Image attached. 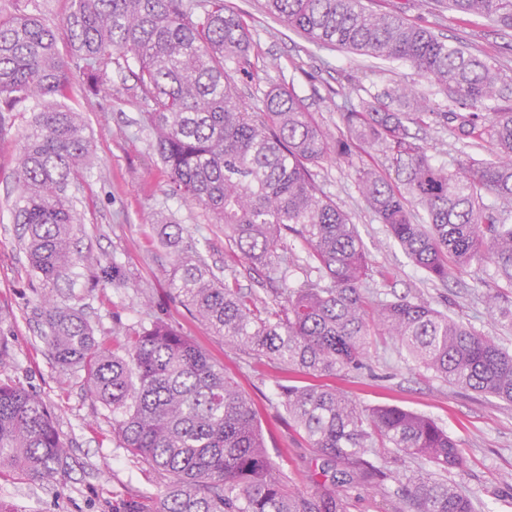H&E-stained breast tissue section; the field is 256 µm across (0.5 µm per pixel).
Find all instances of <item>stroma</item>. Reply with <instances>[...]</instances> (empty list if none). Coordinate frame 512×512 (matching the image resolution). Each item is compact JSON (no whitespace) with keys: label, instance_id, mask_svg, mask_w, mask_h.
<instances>
[{"label":"stroma","instance_id":"obj_1","mask_svg":"<svg viewBox=\"0 0 512 512\" xmlns=\"http://www.w3.org/2000/svg\"><path fill=\"white\" fill-rule=\"evenodd\" d=\"M224 2L241 11L251 33L249 72L236 79L246 106H260L272 87L294 86L334 137L343 129L339 91L351 76L371 93L406 83L437 107L448 106L439 86L409 65L315 46L267 15L264 0ZM388 2L436 35L490 56L512 76V32L501 31L487 19L474 21L436 5L421 6L418 0ZM72 83L69 105L80 113L99 162L79 193L82 222L74 227L76 261L68 279L55 287L58 302L87 318L96 339L107 345L155 318L178 328L224 365L252 398L269 453L287 474L289 485L310 486L313 450L279 404L282 388L307 384V377L234 349L181 304L169 285L174 253L159 240L158 219L182 224L184 243L196 244L206 262L218 268L228 258L223 225L215 223L208 209L169 196L168 175L154 150V134L142 118L133 79L113 73L111 92L93 99L82 93V71L73 70ZM30 119L24 111L10 113L11 133L0 138V348L8 360L0 368V379L19 382L45 401L72 459L68 475L58 481L0 479V503L12 512H120L124 499L157 493L165 477L121 448L111 412L88 392L83 373L54 362L42 337L38 309L44 287L28 273L22 229L14 224L12 210L17 194L14 172ZM418 138L433 161L456 167L463 141L448 127L419 130ZM314 174L357 226L371 289L391 296H421L512 349V328L493 322L477 298L495 285L492 262L472 266L445 284L428 280L365 204L346 161L327 160ZM101 261L116 264V280H99ZM335 383L360 407L393 405L435 419L461 443L466 469L457 478L460 486L483 502L485 512H512V403L458 391L418 367L389 339H375L366 368Z\"/></svg>","mask_w":512,"mask_h":512}]
</instances>
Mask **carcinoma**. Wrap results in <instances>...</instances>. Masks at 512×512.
<instances>
[{
  "mask_svg": "<svg viewBox=\"0 0 512 512\" xmlns=\"http://www.w3.org/2000/svg\"><path fill=\"white\" fill-rule=\"evenodd\" d=\"M446 4L512 30V0ZM266 8L317 46L409 64L465 111L440 112L409 85L365 96L350 87L342 91L344 131L333 140L291 87L270 89L256 110L243 105L231 71L248 73L250 33L224 0H71L65 56L39 14L0 7V112L32 113L15 169L14 223L22 225L30 274L46 287L74 264L80 213L68 190L94 166L85 126L66 103L74 66L89 94L111 82L112 67L132 70L170 195L211 211L230 255L263 262L285 281L295 260L280 247L290 236L304 241L303 280L273 307L220 277L193 246L178 251L173 286L215 335L314 379L280 393L319 462L311 488L288 487L250 397L168 322L151 320L108 349L80 313L47 293L48 350L59 365L84 372L92 396L112 411L122 448L168 476L162 490L126 501L123 512H349L361 491L389 493V480L407 506L400 512H479L478 498L455 480L466 467L458 441L435 420L399 407L363 409L326 379L364 368L373 337L387 336L450 385L511 403L512 352L416 296L370 294L355 224L313 168L333 156L358 158V192L430 280L445 283L492 261L504 286L480 300L512 324V309L501 305L512 288V225L502 216L512 203V106L489 105L512 77L363 0H266ZM450 121L477 151L453 171L410 132ZM374 147L401 171V185L359 159ZM182 232L173 221L159 224L166 245L178 246ZM383 448L420 466L392 472ZM68 469L69 445L50 408L0 380V478L43 482Z\"/></svg>",
  "mask_w": 512,
  "mask_h": 512,
  "instance_id": "cac0c4a2",
  "label": "carcinoma"
}]
</instances>
